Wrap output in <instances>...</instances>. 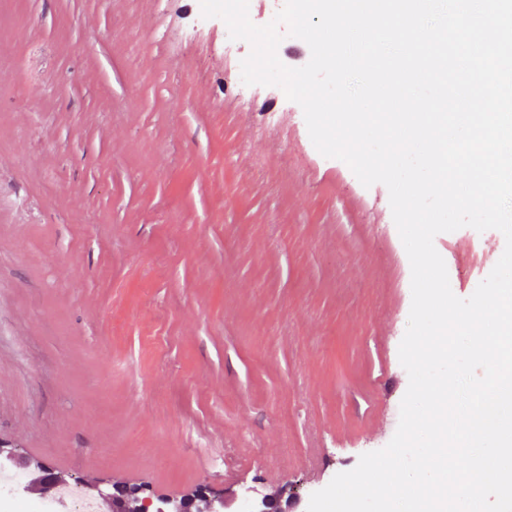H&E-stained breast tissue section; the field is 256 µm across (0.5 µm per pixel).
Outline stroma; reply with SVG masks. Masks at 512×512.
I'll list each match as a JSON object with an SVG mask.
<instances>
[{
    "mask_svg": "<svg viewBox=\"0 0 512 512\" xmlns=\"http://www.w3.org/2000/svg\"><path fill=\"white\" fill-rule=\"evenodd\" d=\"M195 0H0V443L160 497L328 485L385 447L411 266L385 185L226 90ZM438 234L462 299L500 258Z\"/></svg>",
    "mask_w": 512,
    "mask_h": 512,
    "instance_id": "obj_1",
    "label": "stroma"
}]
</instances>
